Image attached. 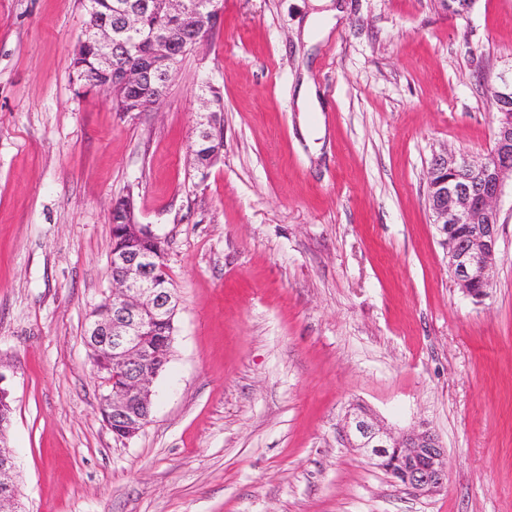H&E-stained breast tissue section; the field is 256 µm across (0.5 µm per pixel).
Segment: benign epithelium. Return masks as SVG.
Here are the masks:
<instances>
[{
    "mask_svg": "<svg viewBox=\"0 0 512 512\" xmlns=\"http://www.w3.org/2000/svg\"><path fill=\"white\" fill-rule=\"evenodd\" d=\"M158 10L175 17V25L148 31L141 28L140 19ZM222 10L223 0H207L202 9L189 0H117L114 13L123 22L105 29L100 41L125 50L133 44L137 50L119 65L111 56H102L98 77L90 86L102 91L114 84L138 92L148 90L151 102L139 111L156 108L175 73L177 57L187 48L199 47ZM494 99L506 111L498 116L490 149L475 159L446 150L435 155L428 171V207L446 248L448 268L462 293L477 302L492 287L491 271L499 253L498 202L506 180L512 178V67L499 74ZM200 100L203 112L199 113L198 139L208 142V125L222 111V103L214 91ZM221 153L222 148L217 147L203 154L197 164L201 178L207 177ZM119 223L127 243L112 251L110 265L116 277L105 296L106 306L89 316L85 343L88 349L111 357L114 384L101 397V413L107 426L120 428L118 441L127 443L150 423L152 385L161 363L171 356L172 346L154 347L145 333L153 322L174 317L176 300L174 292L156 286V254L137 245L144 237L159 245L165 239L137 221L130 193L120 199ZM340 432L350 447L363 451L372 465L414 494H433L448 479L445 446L425 427L398 429L377 419L367 406L354 404L345 414ZM16 504L15 460L9 450L0 448V512H18Z\"/></svg>",
    "mask_w": 512,
    "mask_h": 512,
    "instance_id": "benign-epithelium-1",
    "label": "benign epithelium"
}]
</instances>
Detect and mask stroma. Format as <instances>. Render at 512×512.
Segmentation results:
<instances>
[{
    "label": "stroma",
    "instance_id": "stroma-1",
    "mask_svg": "<svg viewBox=\"0 0 512 512\" xmlns=\"http://www.w3.org/2000/svg\"><path fill=\"white\" fill-rule=\"evenodd\" d=\"M223 0L156 112L81 88L82 0H0V362L20 512H512V189L493 286L456 285L427 205L491 146L512 0ZM320 111H303L302 79ZM224 150L193 169L198 87ZM167 241L179 297L150 424L115 440L83 336L112 286L113 201ZM426 426L419 496L346 447L349 403Z\"/></svg>",
    "mask_w": 512,
    "mask_h": 512
}]
</instances>
